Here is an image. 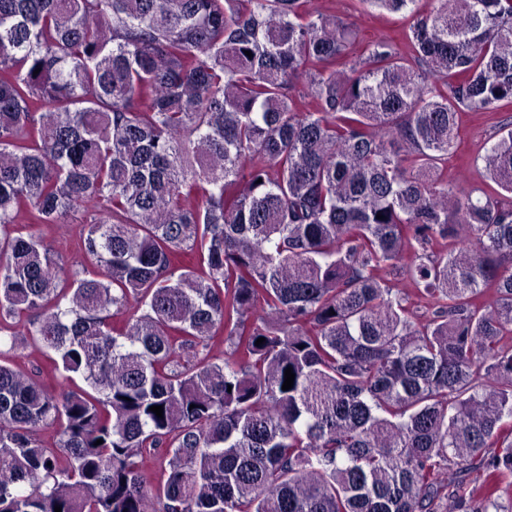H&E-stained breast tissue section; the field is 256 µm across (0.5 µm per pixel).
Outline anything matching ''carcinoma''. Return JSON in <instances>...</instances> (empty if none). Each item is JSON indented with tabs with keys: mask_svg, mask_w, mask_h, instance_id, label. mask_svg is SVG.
Here are the masks:
<instances>
[{
	"mask_svg": "<svg viewBox=\"0 0 512 512\" xmlns=\"http://www.w3.org/2000/svg\"><path fill=\"white\" fill-rule=\"evenodd\" d=\"M359 3L0 0V512H512V0ZM328 13L347 18L365 37L394 36L402 31L406 20L398 14H380L359 7L357 0H318ZM493 122H499L497 125L512 123V107L502 109L493 120H489L485 114L478 112H466L462 115L459 122L458 155L448 157V181L464 187L480 185L482 180L479 172L482 166L480 157L495 140L492 137L497 131L493 127L495 124ZM478 158L479 170L473 165ZM461 159L470 161L471 167L463 168ZM72 226L62 227H34L33 230H40L47 241L53 242L59 253L63 256L66 267L82 260L81 253L78 251L74 243L78 240L81 228L78 224H70ZM16 362L20 363L28 371L33 370L37 366H43L45 357L39 349L33 346L31 340L18 343L10 352Z\"/></svg>",
	"mask_w": 512,
	"mask_h": 512,
	"instance_id": "cac0c4a2",
	"label": "carcinoma"
}]
</instances>
